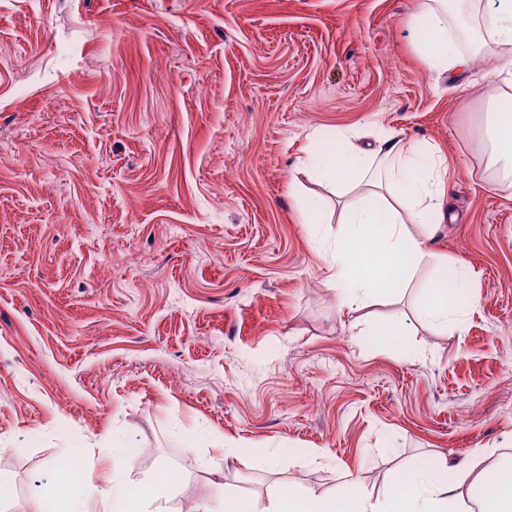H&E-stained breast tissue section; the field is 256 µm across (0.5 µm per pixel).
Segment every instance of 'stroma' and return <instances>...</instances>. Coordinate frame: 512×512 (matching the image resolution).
I'll use <instances>...</instances> for the list:
<instances>
[{"instance_id": "stroma-1", "label": "stroma", "mask_w": 512, "mask_h": 512, "mask_svg": "<svg viewBox=\"0 0 512 512\" xmlns=\"http://www.w3.org/2000/svg\"><path fill=\"white\" fill-rule=\"evenodd\" d=\"M421 4L0 0V512H55L69 458L101 512L130 448L129 496L177 474L164 512L512 463V187L481 134L512 44L432 70ZM382 131L445 157V219L395 304L350 310L324 255L344 199L306 160ZM460 265L467 321L433 326Z\"/></svg>"}]
</instances>
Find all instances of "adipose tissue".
I'll return each mask as SVG.
<instances>
[{
	"instance_id": "1",
	"label": "adipose tissue",
	"mask_w": 512,
	"mask_h": 512,
	"mask_svg": "<svg viewBox=\"0 0 512 512\" xmlns=\"http://www.w3.org/2000/svg\"><path fill=\"white\" fill-rule=\"evenodd\" d=\"M448 11L424 0L413 18L415 28L425 31L428 41L421 48L429 66L445 72L468 65L467 55L456 51L448 34ZM486 137L494 164L504 177L512 176V120L489 113ZM308 167L329 180L367 183L344 208L342 226L329 251L330 280L341 306L380 300L395 301L396 285L409 277V266L429 258L424 239L411 225L426 224L441 217L437 200L442 192L445 159L423 152L409 140L387 135L368 147L344 145L313 150ZM483 456L456 466L454 479L439 471L409 473L399 478L385 500L340 489L323 497L282 485L275 498L220 497L204 502L197 512H453L457 492L467 484L482 482L488 512H512V473L495 481H483Z\"/></svg>"
}]
</instances>
